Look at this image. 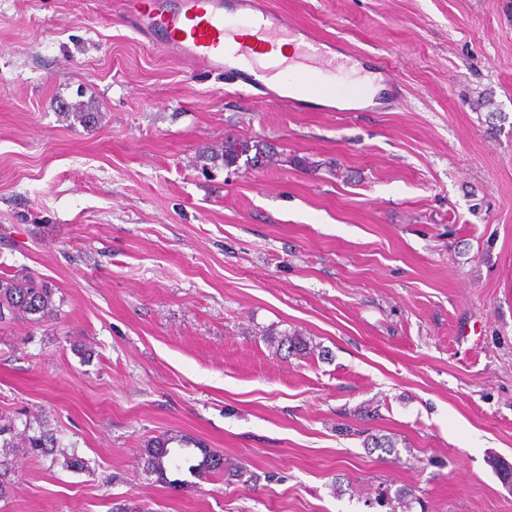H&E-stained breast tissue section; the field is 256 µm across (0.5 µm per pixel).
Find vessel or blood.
Instances as JSON below:
<instances>
[{"instance_id":"b4317fda","label":"vessel or blood","mask_w":512,"mask_h":512,"mask_svg":"<svg viewBox=\"0 0 512 512\" xmlns=\"http://www.w3.org/2000/svg\"><path fill=\"white\" fill-rule=\"evenodd\" d=\"M119 8L143 38L153 41L191 66L233 76L240 92L259 93L295 112L364 111L370 91L361 85L325 84L306 77L277 88L268 87L269 71L260 62L269 58L279 40L303 44L305 63L331 71L337 57H351L347 44L317 41L305 26L267 6L265 0H180L164 10L157 0H119Z\"/></svg>"}]
</instances>
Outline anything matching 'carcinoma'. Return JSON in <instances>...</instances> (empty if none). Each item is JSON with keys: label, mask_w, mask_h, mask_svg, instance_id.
<instances>
[{"label": "carcinoma", "mask_w": 512, "mask_h": 512, "mask_svg": "<svg viewBox=\"0 0 512 512\" xmlns=\"http://www.w3.org/2000/svg\"><path fill=\"white\" fill-rule=\"evenodd\" d=\"M58 109L67 118L82 125H88L94 120V113L64 101L60 102ZM243 156L248 162L259 161L260 151L257 150V145L246 138L226 137L221 147L211 151L210 161L215 165L219 163L230 168L237 165ZM52 297L53 289L43 284H37L30 277L9 279L0 277V321L9 315L13 318L39 322L52 313ZM278 345L287 347L290 352H304L309 349L307 340L286 333L282 334ZM0 437L3 438V441L0 442V446L3 448H14L19 442L30 448L41 449L54 448L57 444L56 437L48 430H42L37 435H29L25 430L17 434L14 426L10 424H0ZM173 443L182 448L192 445L197 449L198 454L192 458L185 455L180 456L178 452L170 448ZM177 458L187 464V471L193 476H220L224 473V458L187 436L166 435L151 442L141 453L143 470L154 476L155 481L174 489L184 485L183 480L169 477L171 470L181 469V465L175 463ZM491 466L503 483L512 485L511 462L503 458H494L491 461ZM411 496V491L407 489H398L393 492L387 486L378 491L376 503L388 507L389 512H397V509L409 506L408 498Z\"/></svg>", "instance_id": "obj_1"}]
</instances>
